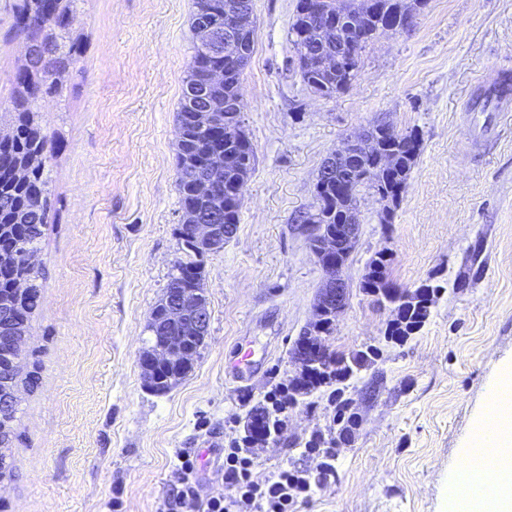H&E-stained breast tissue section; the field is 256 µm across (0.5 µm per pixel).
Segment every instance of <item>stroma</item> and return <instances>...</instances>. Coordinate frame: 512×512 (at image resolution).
<instances>
[{
  "label": "stroma",
  "mask_w": 512,
  "mask_h": 512,
  "mask_svg": "<svg viewBox=\"0 0 512 512\" xmlns=\"http://www.w3.org/2000/svg\"><path fill=\"white\" fill-rule=\"evenodd\" d=\"M19 0H0V102L23 62ZM295 0H254L258 37L240 83L255 151L241 221L203 258L211 322L192 370L152 392L139 356L150 312L179 257L177 112L194 55V0H84L75 68L40 111L50 137L41 306L26 365L33 388L0 487V512H156L181 454L199 461L200 495L228 494L224 447L297 369L290 350L311 321L324 272L300 229L323 159L376 122L418 129L422 149L391 223L360 194L361 232L344 270L345 310L329 341L378 350L379 379L349 392L359 425L336 450V478L297 512H444L448 474L512 365V118L472 122L481 89L512 61V0H428L413 30L371 42L350 89L323 98L294 73ZM387 251L398 287L437 290L423 327L390 338L392 308L360 290ZM257 363L227 370L236 343ZM327 393L288 411L255 472L310 464L298 446L327 431Z\"/></svg>",
  "instance_id": "35a3bbf8"
}]
</instances>
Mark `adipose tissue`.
Listing matches in <instances>:
<instances>
[{
  "mask_svg": "<svg viewBox=\"0 0 512 512\" xmlns=\"http://www.w3.org/2000/svg\"><path fill=\"white\" fill-rule=\"evenodd\" d=\"M504 382L512 374L503 373ZM499 398L492 420H479L469 447L448 476V512H512V405Z\"/></svg>",
  "mask_w": 512,
  "mask_h": 512,
  "instance_id": "ef3b65f1",
  "label": "adipose tissue"
}]
</instances>
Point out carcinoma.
Listing matches in <instances>:
<instances>
[{"instance_id":"obj_1","label":"carcinoma","mask_w":512,"mask_h":512,"mask_svg":"<svg viewBox=\"0 0 512 512\" xmlns=\"http://www.w3.org/2000/svg\"><path fill=\"white\" fill-rule=\"evenodd\" d=\"M51 6L57 16L74 14L84 0H22L17 13L16 23L27 39L45 38L48 40V54L39 56L30 63V81L39 84L48 94L59 92L63 81L72 66L71 53L76 51L77 41L70 37V30L59 29L40 14V3ZM304 0H297L295 11L288 27V43L294 53L305 48L315 52L323 47L319 28L314 17L303 8ZM427 0H319V6L328 15L337 18L336 43L354 49L348 60L329 71H320L298 67L302 83L326 98L346 92L357 77L362 63V55L367 45L377 37L389 32L387 20L393 15H418ZM246 5V12L239 14V6ZM237 20L235 35L243 54L240 60L211 55L209 43L199 31L200 20L204 19L215 29H224L228 18ZM195 62H208L224 68V84L210 85L204 77L191 68L184 78L182 101L177 121L187 140L178 142L175 189L179 197L182 219L186 220L197 211L199 221L212 222L209 214L199 206L190 194L187 184L185 157L200 158L215 141L225 142L230 151L242 155L240 166L212 173V176L229 184L233 180L244 182L253 170L251 158L255 151L251 139L246 133L239 113L242 104L238 102V87L243 73L249 64L255 49L257 25L253 13V0H196L193 15ZM512 90V79L505 76L483 95L477 97L475 107L486 112L493 101ZM24 97L21 83L13 81L11 108L4 112L10 123H18L17 135L8 148L0 150V274L12 278H25L32 283L33 290L19 299L8 288V281H0V312L3 321L0 329L13 330V317L21 314L26 320V329L41 304L40 273L26 264V255L41 250L44 229L48 218L49 178L42 167L32 169L26 174V180L14 179V169L18 160L27 158L36 150V137L42 133L40 113L31 105H26L21 115H15L16 105ZM224 101V113L206 129H199L191 121V115L201 110L207 101ZM229 137H224V130ZM367 134L378 146V152L397 158L391 168H382L378 156L363 155L349 178H341L339 184L327 186L320 197L322 205L315 206L317 212H306L301 216L303 224H320L327 233L336 232L340 224L353 223L352 212L359 208V195L369 191L378 200L384 202L382 223L389 224L395 208L404 193L411 169L420 153L421 137L412 128L392 137L383 132L380 125H374ZM200 246L188 238H180L181 256L171 267L168 280L178 278L188 267L197 264ZM386 259L380 251L368 264L367 272L360 288L368 295L377 297L388 293L393 286L386 276ZM434 291L418 288L412 292L408 302H398L394 308L395 317L387 327L388 335L404 339L418 331L430 315ZM15 352L7 345H0V391H8L19 384L13 371ZM321 366L314 369L308 380L293 392V400L313 395L321 391H330L336 400V425L338 437L347 436L357 424L352 400L346 397L350 388L360 379L361 374L373 369L377 364V355L368 350H356L348 354L339 353L322 343L319 351ZM19 406L0 413V444L8 448L14 436V424Z\"/></svg>"}]
</instances>
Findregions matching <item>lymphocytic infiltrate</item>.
Segmentation results:
<instances>
[{
  "mask_svg": "<svg viewBox=\"0 0 512 512\" xmlns=\"http://www.w3.org/2000/svg\"><path fill=\"white\" fill-rule=\"evenodd\" d=\"M316 467L290 465L266 477L255 474V457L248 445L231 439L224 449L223 477L232 495L201 499L197 463L184 455L174 472V490L163 498L157 512H296L299 502L336 474V452L325 444L308 451Z\"/></svg>",
  "mask_w": 512,
  "mask_h": 512,
  "instance_id": "f902f5d3",
  "label": "lymphocytic infiltrate"
}]
</instances>
